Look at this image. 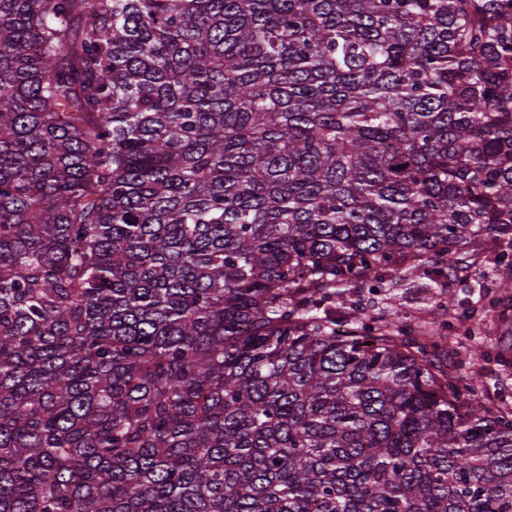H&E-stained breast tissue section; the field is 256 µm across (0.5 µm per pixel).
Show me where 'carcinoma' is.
<instances>
[{
    "instance_id": "carcinoma-1",
    "label": "carcinoma",
    "mask_w": 512,
    "mask_h": 512,
    "mask_svg": "<svg viewBox=\"0 0 512 512\" xmlns=\"http://www.w3.org/2000/svg\"><path fill=\"white\" fill-rule=\"evenodd\" d=\"M512 240V0H0V512H512V407L338 288Z\"/></svg>"
}]
</instances>
